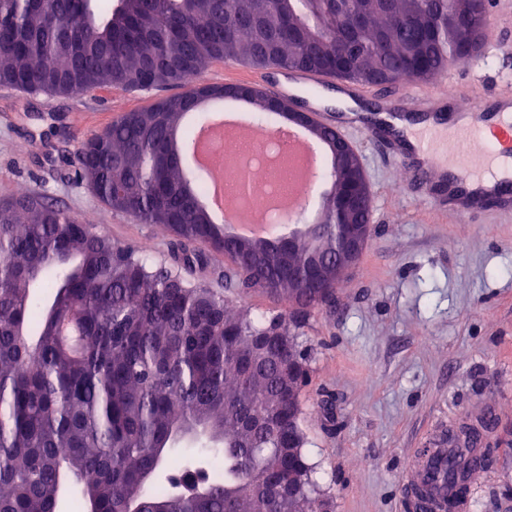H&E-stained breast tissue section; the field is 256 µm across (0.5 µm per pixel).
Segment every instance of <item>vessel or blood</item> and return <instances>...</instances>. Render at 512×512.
Segmentation results:
<instances>
[{
    "label": "vessel or blood",
    "instance_id": "1",
    "mask_svg": "<svg viewBox=\"0 0 512 512\" xmlns=\"http://www.w3.org/2000/svg\"><path fill=\"white\" fill-rule=\"evenodd\" d=\"M465 95L459 86L444 94L396 89L391 93L394 105L385 110L384 121L374 125L356 112L347 127L381 137L427 200L450 215L465 217L493 209L512 213V176L497 177L500 160L486 149L490 143L512 146V89L500 90L494 101L479 98L470 109L449 111L450 102ZM414 113L427 118L435 130L447 123L455 125L454 135L440 147L408 143L396 122ZM447 455V449L438 448L433 457H421L414 466L413 489L427 491L419 503L422 512H447L448 486L431 476L434 460Z\"/></svg>",
    "mask_w": 512,
    "mask_h": 512
}]
</instances>
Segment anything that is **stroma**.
Masks as SVG:
<instances>
[{
  "label": "stroma",
  "instance_id": "stroma-1",
  "mask_svg": "<svg viewBox=\"0 0 512 512\" xmlns=\"http://www.w3.org/2000/svg\"><path fill=\"white\" fill-rule=\"evenodd\" d=\"M489 12L492 27L473 60L421 89L440 92L455 80L492 95L512 83V0H490ZM177 92L101 87L69 97L0 86V197L43 193L115 242H150L152 260L164 264L168 233L100 203L76 151L121 113ZM348 141L372 190L371 233L334 301L312 309L297 338L316 491L330 512H413L406 483L422 450L489 413L492 462L474 480L471 512H512V215L460 218L392 192L406 170L369 134Z\"/></svg>",
  "mask_w": 512,
  "mask_h": 512
}]
</instances>
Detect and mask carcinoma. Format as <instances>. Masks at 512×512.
Segmentation results:
<instances>
[{"label":"carcinoma","instance_id":"cac0c4a2","mask_svg":"<svg viewBox=\"0 0 512 512\" xmlns=\"http://www.w3.org/2000/svg\"><path fill=\"white\" fill-rule=\"evenodd\" d=\"M0 0V86L82 96L178 85L171 98L119 115L80 143L82 177L106 207L172 237L170 265L153 269L141 248L118 244L45 195L0 199V512H57L66 489L85 512H327L311 467L288 431L285 365L305 367L295 335L335 288L295 297L287 265L309 253L298 240L227 239L200 207L175 140L199 77L215 62L315 71L360 84L430 80L483 37V0ZM198 77L191 82L189 75ZM336 193L365 195L364 179L333 176ZM231 261L223 267L211 254ZM202 273L220 289L193 282ZM260 290L293 312L259 324L228 308L224 291ZM483 415L462 435L490 432ZM190 452L223 461L218 475L182 466L166 486L150 478ZM490 458L453 454L448 479L475 478Z\"/></svg>","mask_w":512,"mask_h":512}]
</instances>
